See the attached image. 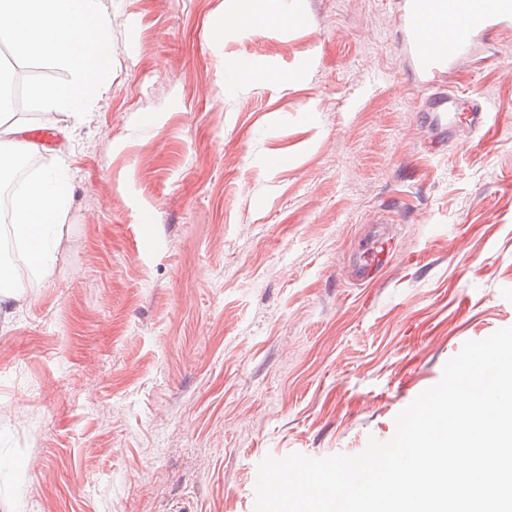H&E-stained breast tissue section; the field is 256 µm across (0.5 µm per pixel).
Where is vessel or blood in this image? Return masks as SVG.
Instances as JSON below:
<instances>
[{
  "instance_id": "1",
  "label": "vessel or blood",
  "mask_w": 512,
  "mask_h": 512,
  "mask_svg": "<svg viewBox=\"0 0 512 512\" xmlns=\"http://www.w3.org/2000/svg\"><path fill=\"white\" fill-rule=\"evenodd\" d=\"M400 4L396 20L405 33L408 55L430 84L474 56L485 38L512 26V0H400ZM463 105L468 108V128L482 130L489 114L481 103L469 99L466 90L430 94L423 109L435 124L452 128ZM388 253V240H378L358 267V278H371Z\"/></svg>"
}]
</instances>
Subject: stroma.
I'll return each mask as SVG.
<instances>
[{"label": "stroma", "mask_w": 512, "mask_h": 512, "mask_svg": "<svg viewBox=\"0 0 512 512\" xmlns=\"http://www.w3.org/2000/svg\"><path fill=\"white\" fill-rule=\"evenodd\" d=\"M235 3L107 0L110 89L72 129L17 115L72 199L57 279L0 321V512H254L266 456L389 440L512 326V28L448 76L495 127L441 159L397 0H280L286 27ZM389 243L390 240L380 239L377 241L375 248L368 252L364 263L357 268L356 274L360 280H368L381 267L382 261L389 253Z\"/></svg>", "instance_id": "stroma-1"}]
</instances>
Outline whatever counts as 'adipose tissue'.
<instances>
[{
	"label": "adipose tissue",
	"mask_w": 512,
	"mask_h": 512,
	"mask_svg": "<svg viewBox=\"0 0 512 512\" xmlns=\"http://www.w3.org/2000/svg\"><path fill=\"white\" fill-rule=\"evenodd\" d=\"M71 179L68 164L60 161L29 178L12 198V233L28 269L42 282L58 274L60 246L69 233L65 219Z\"/></svg>",
	"instance_id": "ef3b65f1"
}]
</instances>
